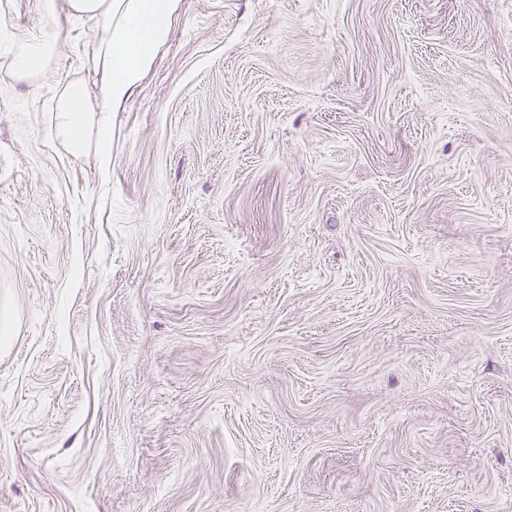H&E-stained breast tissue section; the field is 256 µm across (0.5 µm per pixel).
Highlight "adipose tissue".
Returning a JSON list of instances; mask_svg holds the SVG:
<instances>
[{"label": "adipose tissue", "mask_w": 512, "mask_h": 512, "mask_svg": "<svg viewBox=\"0 0 512 512\" xmlns=\"http://www.w3.org/2000/svg\"><path fill=\"white\" fill-rule=\"evenodd\" d=\"M70 14L96 21L102 34L90 47L88 68L101 77L100 102H91L86 87L78 82L60 92L51 115L56 140L73 154L94 152L101 174L111 165L112 114L119 111L150 66L156 48L170 26L178 0H41L47 16L59 6ZM7 53L11 73L18 79L42 74L52 58L46 41L10 40Z\"/></svg>", "instance_id": "obj_1"}]
</instances>
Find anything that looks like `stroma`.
Returning <instances> with one entry per match:
<instances>
[{
  "label": "stroma",
  "mask_w": 512,
  "mask_h": 512,
  "mask_svg": "<svg viewBox=\"0 0 512 512\" xmlns=\"http://www.w3.org/2000/svg\"><path fill=\"white\" fill-rule=\"evenodd\" d=\"M1 21L0 512H512V0H179L105 177Z\"/></svg>",
  "instance_id": "obj_1"
}]
</instances>
